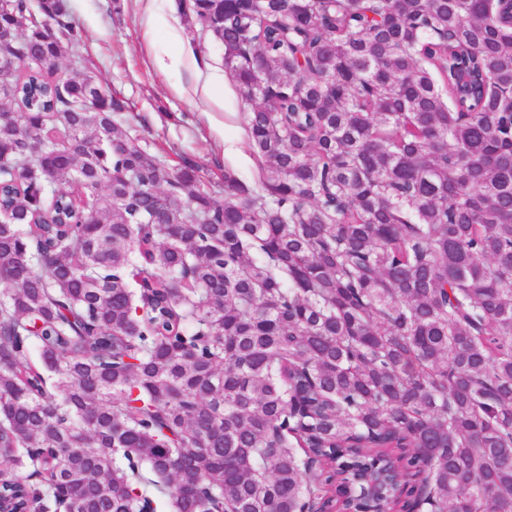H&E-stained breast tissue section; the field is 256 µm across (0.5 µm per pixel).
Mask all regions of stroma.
I'll return each instance as SVG.
<instances>
[{"label": "stroma", "mask_w": 512, "mask_h": 512, "mask_svg": "<svg viewBox=\"0 0 512 512\" xmlns=\"http://www.w3.org/2000/svg\"><path fill=\"white\" fill-rule=\"evenodd\" d=\"M84 32L80 54L126 101L142 143L169 163L187 158L212 182L225 169L258 179L246 134L250 103L224 69L215 39L186 21L175 0H69Z\"/></svg>", "instance_id": "obj_1"}]
</instances>
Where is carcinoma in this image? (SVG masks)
I'll return each instance as SVG.
<instances>
[{
    "label": "carcinoma",
    "mask_w": 512,
    "mask_h": 512,
    "mask_svg": "<svg viewBox=\"0 0 512 512\" xmlns=\"http://www.w3.org/2000/svg\"><path fill=\"white\" fill-rule=\"evenodd\" d=\"M176 5L253 105L222 200L69 0L0 15V512H512L502 0Z\"/></svg>",
    "instance_id": "carcinoma-1"
}]
</instances>
